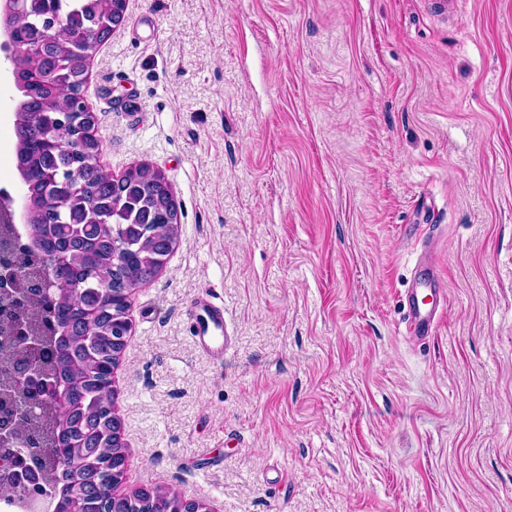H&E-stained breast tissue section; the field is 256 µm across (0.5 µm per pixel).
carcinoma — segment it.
<instances>
[{
  "mask_svg": "<svg viewBox=\"0 0 512 512\" xmlns=\"http://www.w3.org/2000/svg\"><path fill=\"white\" fill-rule=\"evenodd\" d=\"M115 0H29L28 11L13 18L8 58L19 68L15 87L16 168L31 208L26 247L16 262L33 268L54 259L62 263L19 305L39 349L38 365L53 388L67 396L56 408L51 436L41 429L43 392H21L27 416L16 423L20 442L33 449L34 467L43 469L40 448L52 466L40 493L55 501L54 512H179L175 493L138 488L122 496L111 490L123 478L124 448L113 417L110 373L119 351L112 342L122 307L102 296L100 283L120 293L151 278L166 263L179 236L181 214L164 188L163 175L140 166L119 179L98 168L80 194L68 191L71 169L93 161L100 143L86 141L79 153L76 136L85 134L83 115L73 101L83 93V61L99 42L76 44L75 32L111 21ZM63 19L56 37L33 38L35 16ZM69 457L63 468L57 453Z\"/></svg>",
  "mask_w": 512,
  "mask_h": 512,
  "instance_id": "obj_1",
  "label": "carcinoma"
}]
</instances>
